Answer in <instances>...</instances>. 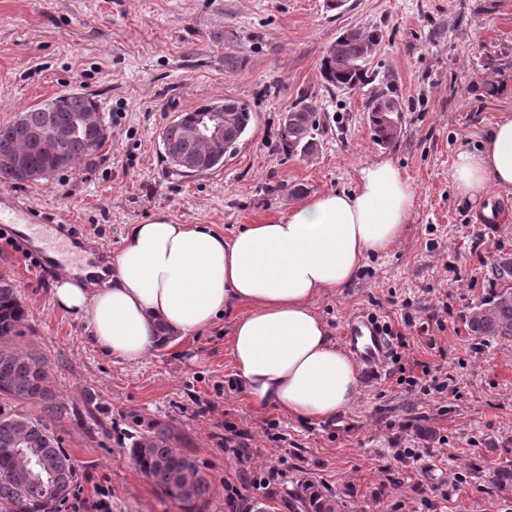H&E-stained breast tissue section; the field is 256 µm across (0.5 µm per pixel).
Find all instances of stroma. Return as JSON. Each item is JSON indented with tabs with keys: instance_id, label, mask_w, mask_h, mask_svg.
I'll return each instance as SVG.
<instances>
[{
	"instance_id": "stroma-1",
	"label": "stroma",
	"mask_w": 512,
	"mask_h": 512,
	"mask_svg": "<svg viewBox=\"0 0 512 512\" xmlns=\"http://www.w3.org/2000/svg\"><path fill=\"white\" fill-rule=\"evenodd\" d=\"M350 27L383 33L368 67L403 106L387 148L372 139L365 93L320 77L326 48ZM72 93L103 114L101 148L40 182L0 184V209L33 208L114 252L160 213L229 237L302 198L352 190L362 167L392 160L415 191L404 237L315 307L339 344L359 314L391 324L412 359L456 388L425 392L421 370L408 385L391 364L360 374L356 398L331 418L260 408L231 367V316L126 362L94 347L86 318L53 305L57 272L34 276L2 238L0 278L19 287L25 311L8 346L42 362L60 408L50 428L84 494L108 491L112 512H180L129 452L132 425L161 421L206 472L207 512H229L236 489L275 512H305L311 488L344 512H512V336H474L466 322L472 306L512 291V276L497 274L512 263V188L473 200L452 180L458 148L479 147L512 113V0H346L334 11L325 0H0V125ZM227 97L255 114L236 153L208 174L170 173L159 155L165 126ZM304 98L321 108L320 149L289 158L278 127ZM490 204L502 222L468 236ZM443 299L453 316L432 348L416 325ZM230 427L250 434L240 452L224 446ZM244 457L257 467L275 459L284 479L244 487Z\"/></svg>"
}]
</instances>
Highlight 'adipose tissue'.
<instances>
[{
	"label": "adipose tissue",
	"instance_id": "obj_1",
	"mask_svg": "<svg viewBox=\"0 0 512 512\" xmlns=\"http://www.w3.org/2000/svg\"><path fill=\"white\" fill-rule=\"evenodd\" d=\"M452 177L470 197L492 184L512 187V115L499 118L479 148L457 153ZM414 203L408 178L383 159L360 169L354 190L305 198L229 238L159 214L133 225L109 272L87 265L62 276L52 300L66 313L88 317L93 344L128 362L244 306L230 335L244 393L320 421L355 399L359 381L313 301L324 290L348 287L367 255L390 251L403 238ZM102 276L106 287H93Z\"/></svg>",
	"mask_w": 512,
	"mask_h": 512
}]
</instances>
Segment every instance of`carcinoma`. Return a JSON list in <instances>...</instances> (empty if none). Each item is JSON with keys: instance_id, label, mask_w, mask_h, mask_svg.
<instances>
[{"instance_id": "obj_1", "label": "carcinoma", "mask_w": 512, "mask_h": 512, "mask_svg": "<svg viewBox=\"0 0 512 512\" xmlns=\"http://www.w3.org/2000/svg\"><path fill=\"white\" fill-rule=\"evenodd\" d=\"M377 30L347 28L339 32L327 47L321 61V77L329 88L339 91L360 90L373 84L367 61L381 44ZM88 97H57L45 104L19 113L30 130L48 126L66 132L60 145L61 157L43 151L21 136L12 123L0 125V183L18 182L13 161L19 154L31 167L54 173L74 160L93 154L98 146L89 143L82 131L74 130L79 114L87 111ZM224 116V134L210 142L198 139L195 125L208 121L213 110ZM366 119L374 141L392 145L400 134L399 96L387 87L370 92ZM254 120L252 109L236 99L222 104H202L171 121L163 130L160 151L163 162L177 176L203 175L224 166V158L236 149ZM320 116L316 102L302 100L281 119L278 148L294 157L312 156L319 150L316 131ZM24 317L20 289L8 279H0V338L16 335ZM475 336H512V292L473 308L466 318ZM42 363L29 354L0 351V395L17 401L49 399ZM130 455L138 469L182 512H206L210 499V481L198 463L176 446L177 436L168 425L155 422L148 430H134L129 435ZM43 458L53 471V480L35 479L26 471L23 459ZM76 471L71 458L40 418L15 413H0V505L8 512H52L53 505L64 499L73 486ZM340 505L318 494L308 498L309 512H339Z\"/></svg>"}]
</instances>
